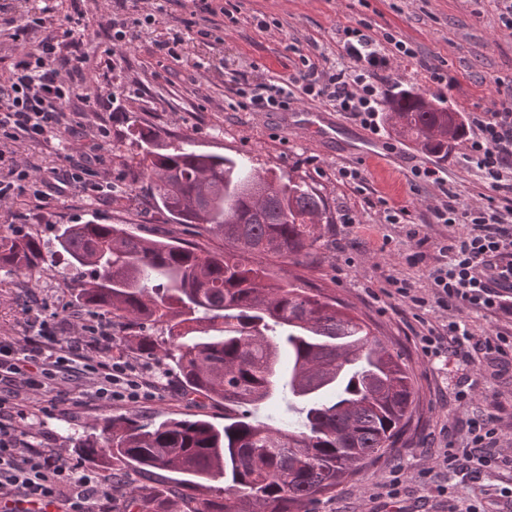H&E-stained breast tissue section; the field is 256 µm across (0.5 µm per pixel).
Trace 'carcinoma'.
<instances>
[{"label":"carcinoma","instance_id":"1","mask_svg":"<svg viewBox=\"0 0 512 512\" xmlns=\"http://www.w3.org/2000/svg\"><path fill=\"white\" fill-rule=\"evenodd\" d=\"M388 106L427 151L445 154L464 134L458 113L420 95L401 92ZM134 177L149 180L164 214L223 235L229 247L209 253L115 224H62L58 247L70 266L91 272L76 300L117 319V343L160 359L186 394L224 406V426L108 417L100 435L78 440V456L114 475H180L173 494L130 491L126 512H313L396 447L415 409L409 364L372 324L324 289L248 262L314 265L322 198L187 141L146 152ZM46 254L38 238L0 236L1 270L24 274ZM285 390L301 404L297 425L251 419Z\"/></svg>","mask_w":512,"mask_h":512}]
</instances>
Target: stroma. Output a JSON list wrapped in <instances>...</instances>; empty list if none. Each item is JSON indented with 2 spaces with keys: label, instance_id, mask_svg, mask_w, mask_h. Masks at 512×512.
Returning <instances> with one entry per match:
<instances>
[{
  "label": "stroma",
  "instance_id": "obj_1",
  "mask_svg": "<svg viewBox=\"0 0 512 512\" xmlns=\"http://www.w3.org/2000/svg\"><path fill=\"white\" fill-rule=\"evenodd\" d=\"M234 14L216 15L209 36L185 29L188 9L168 4V13L146 31H134L128 42L113 47L112 68L102 67L99 56L109 46L112 9L109 0H82L80 7L94 20L92 35L72 45L67 56L83 67L74 107L88 86L111 96L108 112L87 113L90 125L105 124L111 134L92 139L78 134L40 143L0 142V153L31 162L38 174L48 175L39 189L15 193L0 204V235L36 236L53 243L63 224H120L134 234L196 244L212 253L223 252L222 235L197 226L176 223L160 213L146 180L135 179L131 159L139 151L131 132L144 127L160 135L161 144L174 146L190 139L201 153L242 158L260 172L275 170L301 178L322 197L325 235L315 267L304 269L270 260L282 275L301 277L308 287L322 288L376 323L400 347L413 368L418 391L417 413L397 448L377 461L362 476L339 485L333 497L319 505V512H392L370 494L377 475L402 468L405 494L402 512H448L453 500L468 497L479 512H512V501L487 498L483 488L512 483V470L498 469L479 478L436 467L433 457L443 451V427L463 437L469 416L479 413L484 401L465 410L449 408L446 397L460 372L455 361L424 357L415 336L424 322L441 319L438 311L416 310L380 296L386 277L405 279L419 288L429 287L427 271L437 257V245L452 235V228L430 221L432 206L451 202L459 207L487 205L501 200L491 192L479 172L463 160L465 140H458L448 154L428 153L392 125L387 110H380V134L365 130L349 115L321 101L293 94L287 111L243 110L241 89L258 84L278 85L302 69L304 61H342L343 26L365 23L374 36L389 32L410 42L417 51L412 59L391 60L380 85L382 98L406 89L433 100L461 116L492 109L512 93V30L506 29L493 0H240ZM53 6L56 25L63 26L72 12L71 0H0V70L15 54L9 19ZM267 29H259L256 18ZM181 32L178 57L157 54L155 44L169 29ZM439 65L455 76L445 95H437L429 80L431 66ZM333 115L336 127L329 138L305 133V112ZM99 155L110 172L111 191L95 197L76 186L63 184L57 174L70 160ZM435 166L444 172L443 184L420 181L415 168ZM358 179L348 178V171ZM403 208L402 223H388V209ZM418 228L419 239L409 238ZM63 258L50 252L47 260L25 276L0 270V337H18L26 329L23 310L28 301L49 304L59 318L75 309L76 283L87 280L85 270L72 271L61 280ZM163 397L140 408L115 405L91 408L78 414L41 411L35 420L41 434L65 450L77 438L98 434L104 418L113 415L142 421L167 417L204 418L223 424V406L206 399L183 396L177 375L167 377ZM429 468L419 480L421 468Z\"/></svg>",
  "mask_w": 512,
  "mask_h": 512
}]
</instances>
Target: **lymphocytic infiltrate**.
Masks as SVG:
<instances>
[{"mask_svg":"<svg viewBox=\"0 0 512 512\" xmlns=\"http://www.w3.org/2000/svg\"><path fill=\"white\" fill-rule=\"evenodd\" d=\"M119 14L111 21L112 43L125 41L131 30L152 25L164 10L156 4L142 12L140 0H117ZM10 38L18 49L7 75L0 81V141L41 142L62 138L81 124V112L66 114L75 95L67 45L83 37L87 17L75 11L63 30H55L52 7L12 20ZM42 32L32 41L33 32ZM346 61L329 72L316 66L289 77L287 85H265L243 92V108L255 112L287 109L292 90L329 103L358 119L364 129L379 133V83L390 57H414L410 45L393 35L376 39L360 28L342 29ZM466 161L493 191L512 193L504 181L512 170V98L495 109L472 115ZM432 221L463 226L462 234L440 242L438 263L430 268V295L405 280L390 279L386 297L423 308L436 304L448 311L442 327L428 326L416 344L428 358H453L464 372L451 389L455 407L471 403L476 390L489 392L486 410L470 418L467 443L447 446L440 463L457 469L468 463L481 472L511 468L512 454L501 447V427L495 414L501 405L494 389L497 370L512 369V336L474 334L468 314L512 317V205L468 209L452 204L434 207ZM26 332L0 338V512H112L122 484L86 468L63 449L40 440L34 428H21L37 403L46 400L66 412L89 406H139L165 391L162 365L134 358L118 348L112 323L102 316L76 310L69 318L48 315L42 303L26 305Z\"/></svg>","mask_w":512,"mask_h":512,"instance_id":"1","label":"lymphocytic infiltrate"}]
</instances>
